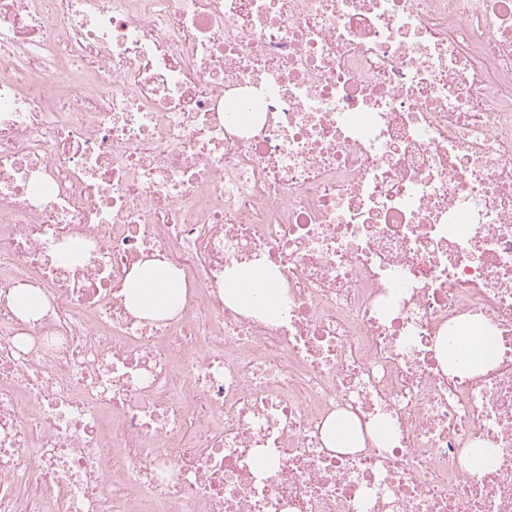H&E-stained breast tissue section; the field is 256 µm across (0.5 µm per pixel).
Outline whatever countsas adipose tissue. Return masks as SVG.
Returning <instances> with one entry per match:
<instances>
[{"label":"adipose tissue","mask_w":512,"mask_h":512,"mask_svg":"<svg viewBox=\"0 0 512 512\" xmlns=\"http://www.w3.org/2000/svg\"><path fill=\"white\" fill-rule=\"evenodd\" d=\"M224 293L239 303H251L255 295H280L274 278L262 267L240 269L224 280ZM185 282L167 263L149 260L134 268L125 285L126 305L136 316L160 320L176 316L183 303Z\"/></svg>","instance_id":"ef3b65f1"}]
</instances>
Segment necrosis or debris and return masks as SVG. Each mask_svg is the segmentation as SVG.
I'll list each match as a JSON object with an SVG mask.
<instances>
[{
  "mask_svg": "<svg viewBox=\"0 0 512 512\" xmlns=\"http://www.w3.org/2000/svg\"><path fill=\"white\" fill-rule=\"evenodd\" d=\"M0 512H512V0H0ZM185 289L177 269L158 260H148L132 270L124 293L128 309L136 316L160 320L179 313ZM224 293L239 303L249 304L256 294L276 297L282 294L269 271L252 267L231 272L224 279ZM7 303L22 318H37L43 309L44 298L38 288L21 285L9 294ZM440 356L443 359V364L448 367V356H450L452 359H455L460 354L464 357L468 358V366L475 370L479 371L483 369L485 366H487L491 362V354L486 352L481 347H475L470 350H466L465 348H455L454 352L448 351V342L446 341L445 345L439 349ZM324 441L327 448H354L351 440L355 433L360 431L349 419H342L336 426V422L328 424L323 430Z\"/></svg>",
  "mask_w": 512,
  "mask_h": 512,
  "instance_id": "obj_1",
  "label": "necrosis or debris"
}]
</instances>
